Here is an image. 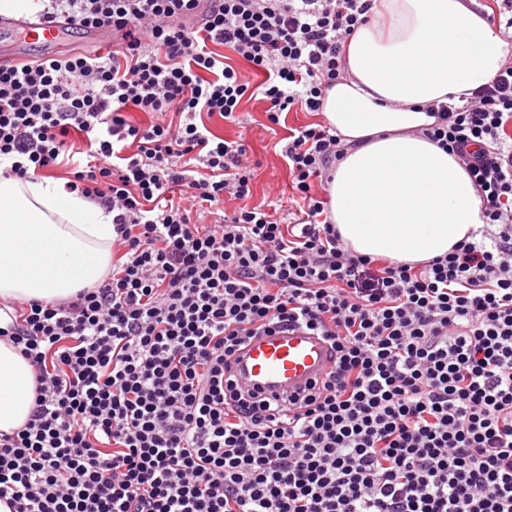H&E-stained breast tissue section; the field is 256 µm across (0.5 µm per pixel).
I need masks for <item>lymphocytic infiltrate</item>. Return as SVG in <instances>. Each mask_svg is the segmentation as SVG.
<instances>
[{
  "mask_svg": "<svg viewBox=\"0 0 512 512\" xmlns=\"http://www.w3.org/2000/svg\"><path fill=\"white\" fill-rule=\"evenodd\" d=\"M373 0H49L39 20L113 49L0 69V175L63 167L112 212L119 258L65 301L11 302L34 410L0 434L11 512H512V61L425 136L457 155L487 227L421 265L348 250L315 190L325 124L283 149L291 207L252 194L243 100L320 111ZM231 49L249 66L225 61ZM133 112L147 125L129 121ZM300 329L331 368L294 402L244 399L229 362Z\"/></svg>",
  "mask_w": 512,
  "mask_h": 512,
  "instance_id": "obj_1",
  "label": "lymphocytic infiltrate"
}]
</instances>
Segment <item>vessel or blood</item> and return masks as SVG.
Segmentation results:
<instances>
[{
	"mask_svg": "<svg viewBox=\"0 0 512 512\" xmlns=\"http://www.w3.org/2000/svg\"><path fill=\"white\" fill-rule=\"evenodd\" d=\"M0 30L26 31L62 56L64 24L45 25L27 17L0 15ZM329 347L318 337L295 331H277L254 339L238 354L233 380L243 394L261 399L287 400L306 392L331 365Z\"/></svg>",
	"mask_w": 512,
	"mask_h": 512,
	"instance_id": "b4317fda",
	"label": "vessel or blood"
}]
</instances>
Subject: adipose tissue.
<instances>
[{
	"mask_svg": "<svg viewBox=\"0 0 512 512\" xmlns=\"http://www.w3.org/2000/svg\"><path fill=\"white\" fill-rule=\"evenodd\" d=\"M511 56L475 0H377L321 107L348 146L327 190L331 220L355 253L424 263L482 228L464 164L422 129L432 107L470 97ZM113 236L111 211L59 180L0 176V299L64 300L96 285ZM34 398L30 363L0 337V433L24 427Z\"/></svg>",
	"mask_w": 512,
	"mask_h": 512,
	"instance_id": "1",
	"label": "adipose tissue"
}]
</instances>
